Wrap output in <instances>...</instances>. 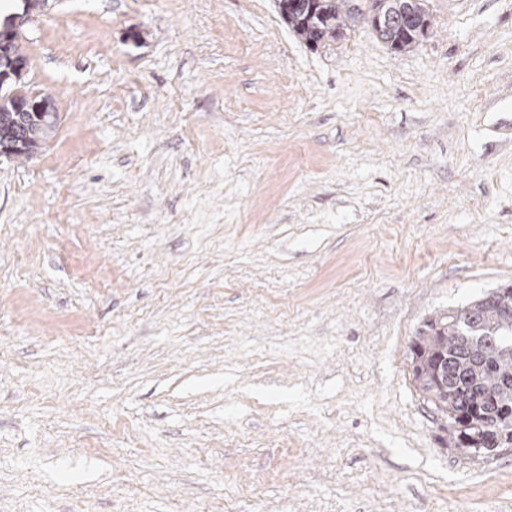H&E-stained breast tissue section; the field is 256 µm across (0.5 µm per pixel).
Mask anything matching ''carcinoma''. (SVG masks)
<instances>
[{
  "mask_svg": "<svg viewBox=\"0 0 512 512\" xmlns=\"http://www.w3.org/2000/svg\"><path fill=\"white\" fill-rule=\"evenodd\" d=\"M312 10L288 12L277 0L285 23L309 48L336 40L339 31L364 27L391 49L401 52L418 44V30L431 25L426 0H415L412 27L404 30L395 17L406 15L408 0H386L382 25L370 24L369 0H308ZM11 54L0 57V73L17 78L26 64L20 28L7 27ZM58 113L53 97L43 112H19L10 94L0 96V144H20L13 156L28 158L52 137ZM413 371H427L438 360L448 362V389L424 399L446 422L448 442L459 447L465 432L481 435L484 447L469 453L485 456L492 448H512V293L489 291L468 304L426 321L412 345Z\"/></svg>",
  "mask_w": 512,
  "mask_h": 512,
  "instance_id": "carcinoma-1",
  "label": "carcinoma"
}]
</instances>
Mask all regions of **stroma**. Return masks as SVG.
I'll list each match as a JSON object with an SVG mask.
<instances>
[{
    "mask_svg": "<svg viewBox=\"0 0 512 512\" xmlns=\"http://www.w3.org/2000/svg\"><path fill=\"white\" fill-rule=\"evenodd\" d=\"M397 52L276 0H48L0 156V512H512L412 381L512 285V0ZM14 93L0 96V145L17 144L20 149L8 156L28 158L34 155L52 137L57 127L58 112L51 95L34 94L18 101L17 112ZM43 96H46L47 99ZM47 102V103H46ZM45 106V111L43 107Z\"/></svg>",
    "mask_w": 512,
    "mask_h": 512,
    "instance_id": "1",
    "label": "stroma"
}]
</instances>
